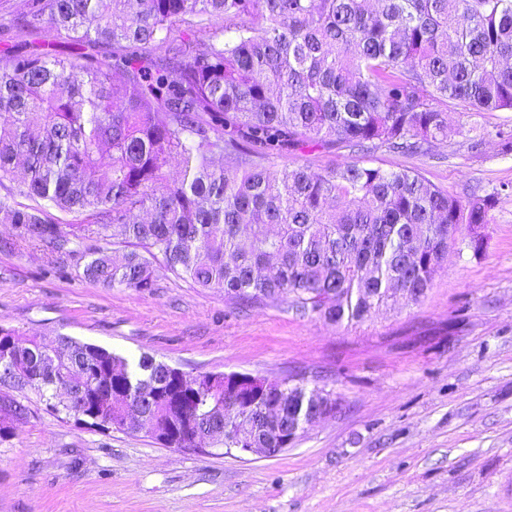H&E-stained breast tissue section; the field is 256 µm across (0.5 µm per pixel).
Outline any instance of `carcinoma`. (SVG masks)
I'll return each mask as SVG.
<instances>
[{"label":"carcinoma","instance_id":"obj_1","mask_svg":"<svg viewBox=\"0 0 512 512\" xmlns=\"http://www.w3.org/2000/svg\"><path fill=\"white\" fill-rule=\"evenodd\" d=\"M185 22L193 37L174 48ZM3 28L54 36L0 52V187L32 201L0 199V222L52 252L95 237L96 283L150 292L160 258L251 307L285 297L356 325L398 294L421 302L460 225L473 254L485 248L497 195L464 205L363 155L428 153L450 104L512 111V0H24ZM308 146L352 157L322 172L284 161ZM50 209L84 222L64 228ZM5 350L8 387L53 415L134 432L137 405L165 448H286L323 395L294 378L238 392L222 373L183 378L147 354L131 363L68 336L48 349L0 326ZM72 354L76 393L59 400ZM27 415L0 410V443Z\"/></svg>","mask_w":512,"mask_h":512}]
</instances>
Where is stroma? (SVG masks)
<instances>
[{
  "instance_id": "1",
  "label": "stroma",
  "mask_w": 512,
  "mask_h": 512,
  "mask_svg": "<svg viewBox=\"0 0 512 512\" xmlns=\"http://www.w3.org/2000/svg\"><path fill=\"white\" fill-rule=\"evenodd\" d=\"M501 128L511 111L452 107L447 141L428 153H370L461 202L500 200L482 255L451 254L421 302L396 299L352 326L285 300L247 308L162 268L154 293L106 288L85 277L83 252L50 253L0 224V325L189 374L297 375L338 401L295 447L256 458L92 431L30 398L28 420L0 443V512H512V154Z\"/></svg>"
}]
</instances>
